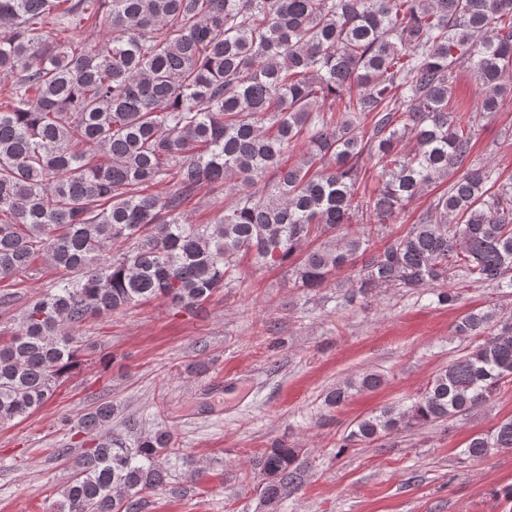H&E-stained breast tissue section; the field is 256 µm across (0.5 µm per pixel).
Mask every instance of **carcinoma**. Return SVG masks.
Listing matches in <instances>:
<instances>
[{"label":"carcinoma","mask_w":512,"mask_h":512,"mask_svg":"<svg viewBox=\"0 0 512 512\" xmlns=\"http://www.w3.org/2000/svg\"><path fill=\"white\" fill-rule=\"evenodd\" d=\"M69 21L108 37L96 48L63 38ZM463 64L485 88L477 112L499 111L512 0H0V73L17 76L0 107V283L40 257L60 273L0 340V426L53 396L83 322L152 299L197 309L245 258L286 265L309 289L352 268L351 297L455 277L512 293V178L463 168L477 120L452 101ZM369 170L377 184L361 194ZM447 178L417 223L384 232ZM226 186L234 199L218 223L184 219L201 188ZM364 213L374 223L351 229ZM456 332L481 342L409 405L357 421L347 444L450 420L512 382V315L471 311ZM380 383L363 375L327 403ZM112 412L102 402L80 418L102 434L72 461L52 512H140L166 486L182 459L170 435L129 448ZM493 448H512V418L464 453ZM300 452L260 457L263 504L305 484Z\"/></svg>","instance_id":"1"}]
</instances>
